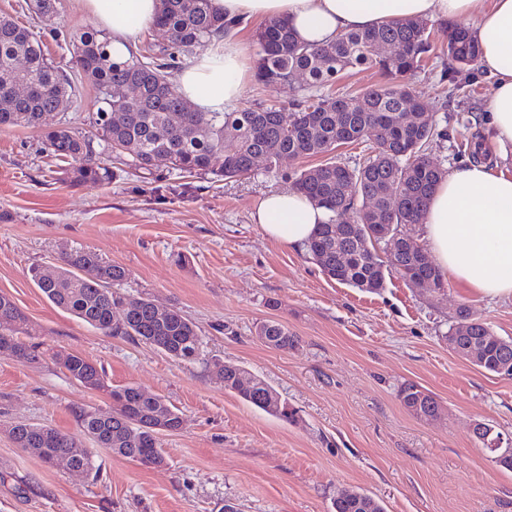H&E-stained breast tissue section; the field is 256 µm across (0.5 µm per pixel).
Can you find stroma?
<instances>
[{"instance_id":"obj_1","label":"stroma","mask_w":512,"mask_h":512,"mask_svg":"<svg viewBox=\"0 0 512 512\" xmlns=\"http://www.w3.org/2000/svg\"><path fill=\"white\" fill-rule=\"evenodd\" d=\"M24 2L0 0V14L31 23L75 87L61 122L92 134L97 91L64 39L91 17L79 0H56L52 19L32 20ZM445 28L433 22L431 59L409 85L442 132L428 153L448 173L472 158L492 80L449 58ZM317 163L286 158L230 180L143 178L116 163L110 183L76 186L41 128L0 129V292L25 313L23 340L41 353L33 363L0 356V512H220L230 502L239 512H331L345 490L373 496L385 512H512V470L496 466L473 433L481 422L512 439V378L482 371L446 339L463 305L495 335L512 336V299L482 298L449 274L441 291L393 275L382 291L364 292L328 279L305 250L265 237L256 203ZM73 249L124 266V294L179 309L199 330L201 358L176 361L54 307L30 270ZM265 320L286 326L298 346L264 345L255 328ZM58 352L102 368L111 386H139L181 411L182 429L160 438L163 465L99 448L94 479L16 446L15 424L76 436V410L112 409L105 394L69 377ZM218 361L265 379L294 421L225 391ZM408 382L436 396L435 419L401 405Z\"/></svg>"}]
</instances>
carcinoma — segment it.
<instances>
[{
  "mask_svg": "<svg viewBox=\"0 0 512 512\" xmlns=\"http://www.w3.org/2000/svg\"><path fill=\"white\" fill-rule=\"evenodd\" d=\"M155 27L167 33L172 47L191 53L224 31V16L212 0H160ZM446 37L448 55L459 66L478 61L479 47L468 30L450 27ZM66 38L77 69L99 93L96 133L79 135L61 122L48 121L51 113L63 111L71 102L72 83L46 57L33 33L7 15L0 16V128H43L51 153L71 161L74 184L110 181L113 172L105 158L113 156L144 175L165 170L189 176L212 173L226 180L250 174L258 161L274 170L284 157L324 156L325 161L293 179V189L328 212L306 246L322 273L370 292L385 288L394 273L415 287L428 282L443 288V274L428 258L404 247L395 254V267L375 252L372 242L380 224L391 225L404 239L413 238L443 178L442 169L426 153L438 135L435 124L406 83L434 49L426 21L382 23L342 34L323 46L299 43L282 20L255 31V78L265 87L288 84L296 72L302 73L309 89L321 88L362 65L385 74L386 82L359 96H343L341 111L336 110V97L311 94L288 111L259 104L231 112H198L172 80L174 65L158 62L166 48L138 46L127 60L118 61L108 51V40L93 28L74 30ZM18 83H31L35 90L17 98L13 89ZM368 141L371 152L363 163L350 167L336 160L334 153L342 146ZM30 274L51 304L105 334L150 343L175 360L190 362L200 354L202 338L180 310H160L147 298L116 292L128 279L127 269L93 250L66 252L53 264L33 267ZM464 322L468 330L462 345L481 351L475 366L511 377L512 338L495 335L465 306L457 324L449 327L448 338H455ZM25 323L16 303L0 293L1 356L21 363L39 359L37 347L18 339ZM256 336L280 351L299 344L298 337L275 320L258 325ZM61 364L83 387L102 391L112 400L110 413L79 411L78 425L87 438L140 466L164 462L154 423L161 420L169 431L180 430L183 418L176 408L138 386L108 385L103 370L79 355L68 354ZM221 379L224 390L252 406L294 420L288 403L261 377L227 364ZM398 397L408 412L423 420L440 410L437 399L413 383L402 386ZM12 437L45 463L65 458L72 467L98 477L94 449L72 435L48 425H24L16 427ZM332 512L385 510L369 494L345 491L333 500Z\"/></svg>",
  "mask_w": 512,
  "mask_h": 512,
  "instance_id": "1",
  "label": "carcinoma"
}]
</instances>
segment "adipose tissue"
I'll return each mask as SVG.
<instances>
[{"instance_id": "obj_1", "label": "adipose tissue", "mask_w": 512, "mask_h": 512, "mask_svg": "<svg viewBox=\"0 0 512 512\" xmlns=\"http://www.w3.org/2000/svg\"><path fill=\"white\" fill-rule=\"evenodd\" d=\"M227 29L208 50L178 72L177 86L200 112H225L251 78V56L241 38L248 20L287 19L299 42L324 45L340 34L409 18L473 20L479 63L493 80L488 101L490 140L501 157L512 156V0H213ZM98 30L107 33L114 59L128 57L149 29L158 0H80ZM326 218L322 208L295 190L262 197L254 220L268 238L306 247ZM425 236L443 271L476 294L512 299V176L471 162L438 185L427 210Z\"/></svg>"}]
</instances>
